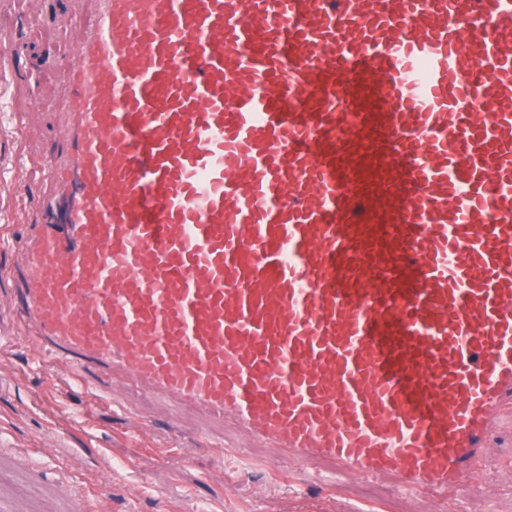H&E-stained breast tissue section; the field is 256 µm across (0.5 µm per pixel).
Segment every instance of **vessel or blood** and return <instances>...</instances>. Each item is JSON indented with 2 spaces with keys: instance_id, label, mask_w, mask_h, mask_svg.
<instances>
[{
  "instance_id": "1",
  "label": "vessel or blood",
  "mask_w": 512,
  "mask_h": 512,
  "mask_svg": "<svg viewBox=\"0 0 512 512\" xmlns=\"http://www.w3.org/2000/svg\"><path fill=\"white\" fill-rule=\"evenodd\" d=\"M15 243L41 356L312 483L447 496L512 418V0H75Z\"/></svg>"
}]
</instances>
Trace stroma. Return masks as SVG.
I'll return each mask as SVG.
<instances>
[{"label":"stroma","instance_id":"1","mask_svg":"<svg viewBox=\"0 0 512 512\" xmlns=\"http://www.w3.org/2000/svg\"><path fill=\"white\" fill-rule=\"evenodd\" d=\"M70 0H0V50L19 56L20 70L0 71V221L33 213L40 195L38 165L56 137L60 117L45 73L46 60L77 54L79 36L66 25ZM12 252H0V479L26 490L30 478L11 473L8 454L28 448L33 461L58 481L94 496L111 481L106 512H156L158 499L171 512H210L223 502L226 512H512V426L502 425L487 463L447 497L393 496L382 480L344 479L335 491H295L306 478L292 480L268 467L228 475L223 459L195 449L200 435L189 410L114 385L122 404L94 411L95 435L77 424L85 401L75 387L76 368L34 371L30 346L18 336L9 269ZM172 440L183 457L164 456L160 445Z\"/></svg>","mask_w":512,"mask_h":512}]
</instances>
